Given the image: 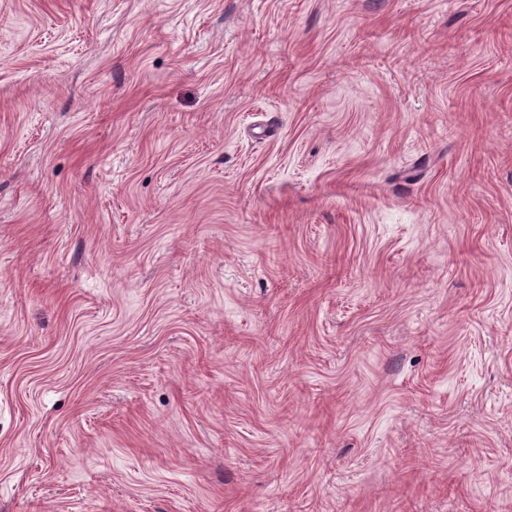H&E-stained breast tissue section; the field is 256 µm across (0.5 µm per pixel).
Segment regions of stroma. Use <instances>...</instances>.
I'll use <instances>...</instances> for the list:
<instances>
[{"mask_svg":"<svg viewBox=\"0 0 512 512\" xmlns=\"http://www.w3.org/2000/svg\"><path fill=\"white\" fill-rule=\"evenodd\" d=\"M0 512H512V0H0Z\"/></svg>","mask_w":512,"mask_h":512,"instance_id":"1","label":"stroma"}]
</instances>
